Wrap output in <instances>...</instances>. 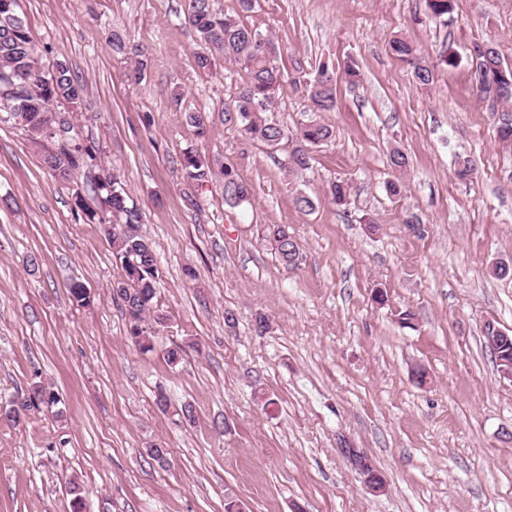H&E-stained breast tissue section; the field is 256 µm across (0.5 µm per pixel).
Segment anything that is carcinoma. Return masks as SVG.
I'll return each mask as SVG.
<instances>
[{
    "label": "carcinoma",
    "mask_w": 512,
    "mask_h": 512,
    "mask_svg": "<svg viewBox=\"0 0 512 512\" xmlns=\"http://www.w3.org/2000/svg\"><path fill=\"white\" fill-rule=\"evenodd\" d=\"M432 18L446 24L453 12V0H424ZM184 20L195 31L199 49L194 52L196 66L203 72L212 69L216 57L234 62L244 75L230 102L224 104V122L233 123L240 132L269 148H275L285 139L293 138L296 147L288 156L290 172L311 168L312 149L324 144L332 136L326 124H305L291 132L270 115L276 97L286 81L285 73L275 64L277 47L260 31L246 25L240 14L226 15L216 11L211 0H184ZM390 48L412 69L415 83L420 87L431 85L435 65L420 57L414 46L403 38H395ZM503 61L498 49L493 55L468 56L476 79L479 97L491 103L495 112L496 136L501 145L512 143V94L500 92L502 78L495 68ZM42 68L38 62L35 43L25 18L19 12V0H0V122H10L23 129L35 142L50 127L74 130L70 119L52 109L61 100L71 104L81 101L84 85L71 71L64 59L57 60L52 70L43 72L45 80L29 85L26 78ZM355 87L360 82V71L355 61L343 66L323 63L305 90L312 108L317 112H331L336 108L337 85ZM95 150L86 145L74 149L65 146L45 154L44 164L61 183H68L75 173L95 166ZM186 178L200 184L218 177L224 183V199L231 207L250 202L251 187L243 182L235 168L218 160L210 161L201 155L187 152L182 163ZM96 192L104 208L92 209L81 196H76L75 207L89 220L98 221L112 245L113 256L122 264L123 278L113 289V298L119 302L128 319L129 341L143 352L153 350L154 337L164 327L166 316L155 310L157 298L158 257L151 240L142 234V212L125 192L117 175L98 179ZM349 185L342 181L328 184L327 194L337 205L346 203ZM266 236L273 241L279 260L290 265L296 262L299 246L281 224H269ZM58 394L52 389L33 384L28 392L18 393L4 409L7 421L18 426L26 420L28 411L39 406L55 410V417L63 412L57 409Z\"/></svg>",
    "instance_id": "obj_1"
}]
</instances>
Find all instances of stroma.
Segmentation results:
<instances>
[{"mask_svg": "<svg viewBox=\"0 0 512 512\" xmlns=\"http://www.w3.org/2000/svg\"><path fill=\"white\" fill-rule=\"evenodd\" d=\"M20 5L41 66L66 59L85 86L80 105L55 109L99 165L62 185L25 131L0 122V407L40 382L63 412L35 409L17 427L0 419V512H73L74 480L84 512H225L231 498L245 512H512V381L482 338L488 320L512 333V277L492 274L512 260V152L468 66L438 62L488 41L512 64V0H454L446 25L423 0H258L246 22L272 36L290 78L275 119L333 131L295 174L287 147L225 123L242 71L221 58L197 69L183 0ZM116 31L142 56L115 53ZM397 37L435 63L430 87L393 55ZM349 58L360 85L338 86L335 111H312L296 80ZM140 59L137 84L127 74ZM192 111L209 113L205 136ZM395 148L408 159L400 172ZM189 151L233 164L250 205L227 206L220 181H187ZM460 155L475 164L470 180L453 175ZM102 165L121 175L158 255L167 320L147 353L128 341L112 297L121 264L72 199L99 208ZM338 179L351 187L342 207L325 194ZM395 179L397 199L385 192ZM301 192L314 211L296 207ZM267 224L298 240L296 265L277 259ZM75 281L89 305L71 301ZM405 310L413 327L399 324ZM174 343L185 355L173 369L164 349ZM418 365L431 377L423 388L411 379ZM161 391L170 411L155 403ZM184 404L194 420L176 415ZM155 443L165 464L147 453ZM351 448L384 491L366 489Z\"/></svg>", "mask_w": 512, "mask_h": 512, "instance_id": "stroma-1", "label": "stroma"}]
</instances>
